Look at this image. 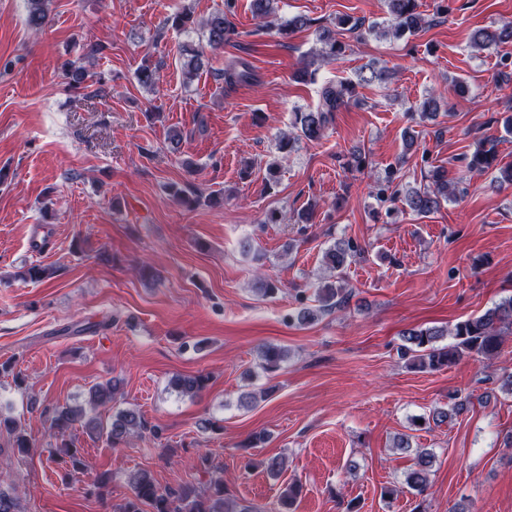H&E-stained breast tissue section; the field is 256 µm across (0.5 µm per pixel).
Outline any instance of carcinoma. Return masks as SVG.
<instances>
[{"mask_svg":"<svg viewBox=\"0 0 512 512\" xmlns=\"http://www.w3.org/2000/svg\"><path fill=\"white\" fill-rule=\"evenodd\" d=\"M52 0H27L26 25L34 33L41 32L49 23L50 4ZM279 0H251V11L260 26L276 28L277 34L286 39L293 33L315 27L317 41L321 44L319 56L325 63H334L345 53V44L337 38L336 29L327 25L314 26V20L296 15L287 20L275 23ZM388 18L383 23H375L368 27L370 33H381L401 38L413 36L429 25L419 11V0H384ZM166 25L172 29L189 34L196 27V19L189 9L177 11L166 18ZM202 25L206 31V46L190 43L181 46V67L186 79H192L207 61L205 49L212 51L224 48V43L235 34L227 15L222 12L210 14ZM474 46L487 49L512 42V23L499 27L479 28L472 33ZM225 83L229 86L252 84L256 75L252 67L242 58L228 62L223 72ZM65 77L68 86L79 88L92 79L84 66L74 62L67 64ZM390 79L384 68L374 64L364 67L358 74V83L384 84ZM322 102L314 109L294 112L292 127L295 132L284 134L276 144V150L282 159H287L296 145L302 141H318L325 136L334 113L345 108L356 100V86L351 82L339 84L329 83L321 90ZM443 99L433 93L424 98L417 106L421 120H433L439 114ZM481 149L466 161L470 171L485 172L495 167L503 174L502 181L512 186V165H499L497 142L484 138L480 141ZM396 170L388 169L384 180L376 181L374 194L381 203L401 202L411 212L419 216H427L441 208L448 201L452 183L448 181L447 171L435 168L430 176V183L421 186H406L403 189L393 188ZM361 253V249L351 241L340 240L327 248L323 254V264L330 276L338 279L341 271ZM56 273L52 267L33 264L27 267L23 277L33 282L49 279ZM347 303V295L343 288L331 282L316 290L315 304L300 306L289 320L306 325L317 321L324 313L342 308ZM446 335L452 336L454 343L450 346L437 347L436 342ZM512 335V296L495 304L479 316L467 317L457 321L449 331L439 328H411L402 334V354L412 357L413 363L421 369L438 370L455 362L463 355L492 359L502 349L507 336ZM287 350L268 345L260 351L262 368L276 371L287 358ZM209 378L205 375L176 376L171 386L182 395H192L206 388ZM116 382L93 385L88 391L89 405L92 408L105 407L112 403L118 392ZM105 438L106 442L116 447L131 436H138L148 430L144 417L134 408L118 410L112 416V422L104 424L97 417H85L83 409L70 406L56 407L50 418V429L56 437L55 447L50 449L51 459L61 464L76 476L85 471L81 444L75 433L76 425ZM5 431L12 436V453L23 456L34 443L12 416L0 414V432ZM435 456L428 448L415 449V463L405 473L404 483L417 495H422L428 488L430 469ZM202 469L210 473L207 485L201 487L197 483L187 481L175 488L161 486L152 471L144 468L129 473L127 484L130 494L121 503L112 506V512H257L251 505H238L231 500L224 486L221 473L211 467L210 458L200 456Z\"/></svg>","mask_w":512,"mask_h":512,"instance_id":"1","label":"carcinoma"}]
</instances>
